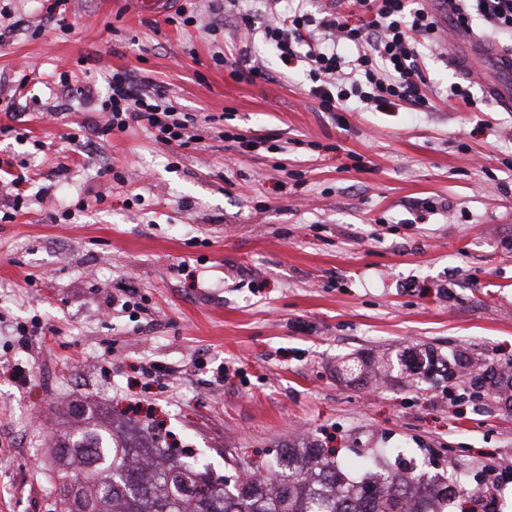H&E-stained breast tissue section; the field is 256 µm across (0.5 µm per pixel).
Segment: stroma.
<instances>
[{
  "instance_id": "1",
  "label": "stroma",
  "mask_w": 512,
  "mask_h": 512,
  "mask_svg": "<svg viewBox=\"0 0 512 512\" xmlns=\"http://www.w3.org/2000/svg\"><path fill=\"white\" fill-rule=\"evenodd\" d=\"M195 2L182 26L68 0L59 26L45 0H0V512H64L61 405L172 435L231 478L311 441L347 463L370 448L433 459L467 490L512 472V404L492 379L512 361V111L492 93L512 81V34L440 31L434 108L324 112L303 72L234 27L291 0H238L214 34L210 0ZM241 57L268 79L233 76ZM117 71L196 115L201 142L81 131ZM462 80L477 106L448 105ZM424 348L437 364L410 383L338 372L351 353ZM459 352L478 367L446 378Z\"/></svg>"
}]
</instances>
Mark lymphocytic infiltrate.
Masks as SVG:
<instances>
[{"label":"lymphocytic infiltrate","mask_w":512,"mask_h":512,"mask_svg":"<svg viewBox=\"0 0 512 512\" xmlns=\"http://www.w3.org/2000/svg\"><path fill=\"white\" fill-rule=\"evenodd\" d=\"M453 31L472 33L474 18L494 32L512 33V0H445ZM336 12L316 16L305 0L276 15L262 35L288 69L305 73L323 111L343 112L350 100L382 110L431 107L421 49L436 42L435 14L413 0H338ZM107 118L97 128L107 135L133 125L151 128L156 142L190 147L199 135L196 118L166 104L160 92L130 73L112 76Z\"/></svg>","instance_id":"obj_1"}]
</instances>
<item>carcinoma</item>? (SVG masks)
Returning <instances> with one entry per match:
<instances>
[{
	"label": "carcinoma",
	"mask_w": 512,
	"mask_h": 512,
	"mask_svg": "<svg viewBox=\"0 0 512 512\" xmlns=\"http://www.w3.org/2000/svg\"><path fill=\"white\" fill-rule=\"evenodd\" d=\"M349 380L369 374L359 358L344 362ZM393 448L361 457L359 480L322 448H290L264 476L232 483L208 468L140 443L120 441L88 415L59 438L53 460L65 512H456L463 496L444 473L391 469Z\"/></svg>",
	"instance_id": "obj_1"
}]
</instances>
